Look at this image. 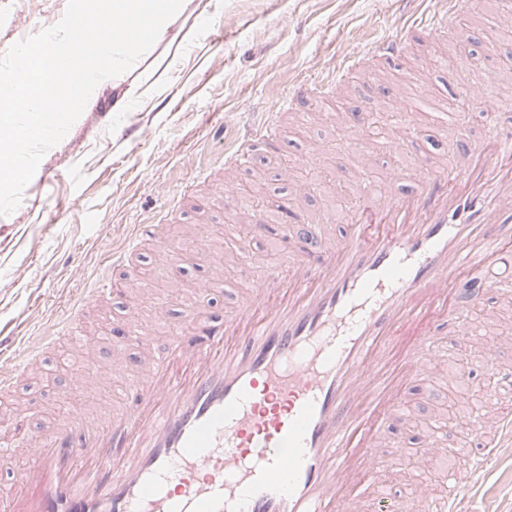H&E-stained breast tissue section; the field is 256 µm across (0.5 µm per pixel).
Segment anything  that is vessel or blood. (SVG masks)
I'll list each match as a JSON object with an SVG mask.
<instances>
[{"instance_id": "b4317fda", "label": "vessel or blood", "mask_w": 512, "mask_h": 512, "mask_svg": "<svg viewBox=\"0 0 512 512\" xmlns=\"http://www.w3.org/2000/svg\"><path fill=\"white\" fill-rule=\"evenodd\" d=\"M467 0H428L415 32L443 39ZM371 50L391 66L404 38ZM462 145L442 162L408 148L412 125L396 126L403 156L393 180L365 186L335 235L296 214L286 234L301 247L273 264L219 319L191 307L137 370L100 367L124 380L121 405L78 412L31 436H13L28 466L0 512H365L389 423L402 418L414 384L448 371L446 348L483 357L496 385L470 421L467 470L447 468L440 493L413 486L376 496L378 512H465L492 460L512 447V412L499 408L512 340H472L469 310L512 299V129ZM252 132L232 156L247 164L276 140ZM409 180L413 191H398Z\"/></svg>"}]
</instances>
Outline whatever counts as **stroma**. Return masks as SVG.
Returning <instances> with one entry per match:
<instances>
[{"instance_id": "stroma-1", "label": "stroma", "mask_w": 512, "mask_h": 512, "mask_svg": "<svg viewBox=\"0 0 512 512\" xmlns=\"http://www.w3.org/2000/svg\"><path fill=\"white\" fill-rule=\"evenodd\" d=\"M66 5L67 0H0V44L48 28L61 19ZM498 10L499 0H473L459 20L460 35L438 43L413 42L401 66L381 68L372 56H364L365 67L378 78L362 87L378 118L373 132L352 119L357 109L353 86H339L309 104L307 111L316 114L311 121L305 111H277L274 93L292 84L317 90L323 76L370 36L398 32L406 22L399 0H191L178 25L197 28V37L175 50L157 48L131 75L149 86V94L112 132L108 126L116 93L109 88L99 92L63 141L44 155L17 209L0 216V324L39 344L105 269L130 226L158 223L176 249L187 238V225L206 230L214 258L184 266V295L199 297L209 313L223 315L272 259H287L291 246L266 225L250 231L245 261L232 263L235 208L207 187L187 193L198 166L215 162L220 177L256 191L264 201L256 209L260 215L292 203L290 181L281 179V171H290L293 179L310 172L327 175L301 208L316 220L342 224L346 199L360 183L384 182L394 175L389 147L394 110H413L414 126L432 159L442 155L446 143L487 137L478 108L456 113L444 135L438 132V110L446 106L449 91H462L471 79L496 84L504 71H512V28L494 27ZM463 37L482 42L493 37L498 47L493 55H479L477 66L467 70L458 62ZM427 64L433 67L429 92L435 104L418 108V92L405 84L403 74ZM272 111L281 121L282 151L269 152L246 168L222 164L225 143L243 132L254 113ZM312 148L320 152L314 167L299 160ZM359 149L374 155L371 170L355 165L353 153ZM173 199L182 200L183 211L168 220L164 210ZM133 275L144 291L165 298L163 310L131 307L116 294L83 324L85 333L98 339L96 351L106 354L123 345L129 364L138 352L131 342L112 336L115 322H150L165 337L182 321L180 302L166 299V269L150 249L140 250ZM207 278L222 279V287L196 294L198 282ZM91 353L69 342L44 349L38 368L17 374L11 394L0 395V435L20 404L31 433L62 419L65 390ZM428 391V384H415L409 414L392 423L398 436L408 439L426 431L441 414L447 392L432 397ZM480 490L475 512H482L489 500L512 512V453L491 467Z\"/></svg>"}]
</instances>
